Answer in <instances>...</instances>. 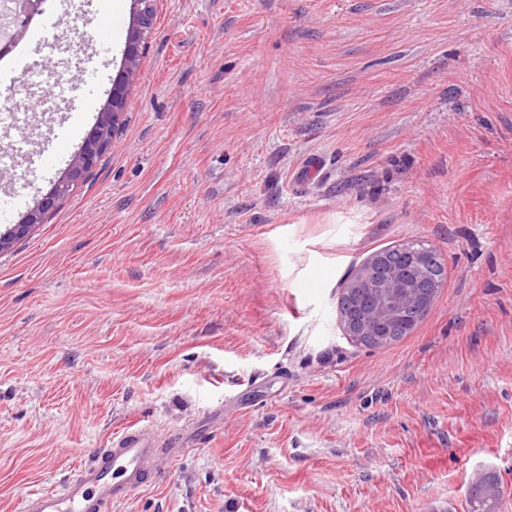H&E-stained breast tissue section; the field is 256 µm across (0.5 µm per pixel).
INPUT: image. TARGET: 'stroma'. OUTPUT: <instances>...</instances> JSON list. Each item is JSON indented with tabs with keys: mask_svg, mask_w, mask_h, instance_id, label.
I'll return each mask as SVG.
<instances>
[{
	"mask_svg": "<svg viewBox=\"0 0 512 512\" xmlns=\"http://www.w3.org/2000/svg\"><path fill=\"white\" fill-rule=\"evenodd\" d=\"M112 23L134 0H42ZM124 127L0 251V512L146 426L184 450L107 512H512V0H158ZM0 133L29 203L28 142ZM318 156L320 174L304 166ZM422 241L447 281L402 340L344 335L373 252ZM501 489V478L496 470L489 467L479 470L467 489V511L496 512Z\"/></svg>",
	"mask_w": 512,
	"mask_h": 512,
	"instance_id": "35a3bbf8",
	"label": "stroma"
}]
</instances>
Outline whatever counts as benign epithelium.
I'll return each instance as SVG.
<instances>
[{"label":"benign epithelium","mask_w":512,"mask_h":512,"mask_svg":"<svg viewBox=\"0 0 512 512\" xmlns=\"http://www.w3.org/2000/svg\"><path fill=\"white\" fill-rule=\"evenodd\" d=\"M157 0H137L140 8L136 22L127 34L122 74L112 86L106 104L98 113L92 133L72 157L66 175L58 181L54 191L41 199L26 218L0 233V251L44 222L66 194L81 185L101 154L113 143L124 122L130 105V93L140 77V58L147 35L154 26ZM402 263L389 268L382 262L367 261L353 274L351 289L359 290L357 308L360 317L349 319L347 336H366L382 344L390 333L388 322L399 312L408 310L413 316L427 311L436 294V287L419 278V270L438 262V256L426 245L402 247Z\"/></svg>","instance_id":"1"}]
</instances>
